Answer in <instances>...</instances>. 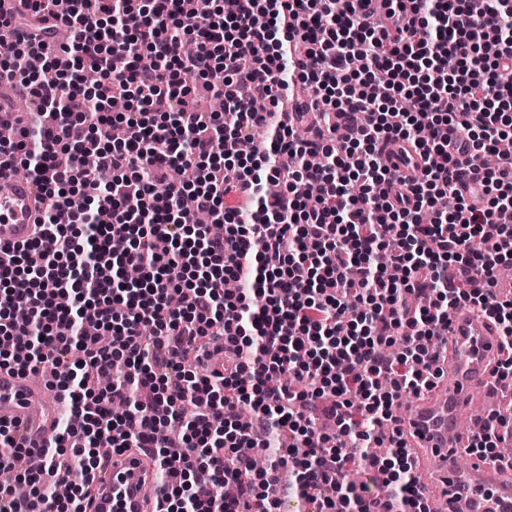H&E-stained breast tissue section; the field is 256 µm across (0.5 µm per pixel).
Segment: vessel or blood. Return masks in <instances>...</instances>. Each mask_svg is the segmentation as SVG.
Returning a JSON list of instances; mask_svg holds the SVG:
<instances>
[{
	"mask_svg": "<svg viewBox=\"0 0 512 512\" xmlns=\"http://www.w3.org/2000/svg\"><path fill=\"white\" fill-rule=\"evenodd\" d=\"M35 197L34 185L26 180L15 181L8 194L0 195V246L32 240ZM447 338L441 380L420 395L401 424L416 458V488L430 507L445 503L446 512H512V462L475 457L466 470L454 465L464 444L459 417L491 393V367L508 351L492 322L473 317L466 307L450 314ZM55 420L40 385L0 370V422L9 425L22 446L49 444L56 435ZM154 474L151 455L111 451L96 472L87 512H158L162 497Z\"/></svg>",
	"mask_w": 512,
	"mask_h": 512,
	"instance_id": "vessel-or-blood-1",
	"label": "vessel or blood"
}]
</instances>
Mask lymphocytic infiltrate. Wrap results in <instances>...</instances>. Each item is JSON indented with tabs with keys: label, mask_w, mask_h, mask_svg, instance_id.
Returning a JSON list of instances; mask_svg holds the SVG:
<instances>
[{
	"label": "lymphocytic infiltrate",
	"mask_w": 512,
	"mask_h": 512,
	"mask_svg": "<svg viewBox=\"0 0 512 512\" xmlns=\"http://www.w3.org/2000/svg\"><path fill=\"white\" fill-rule=\"evenodd\" d=\"M55 4L0 16V113L18 86L55 119L15 121L0 141V178L25 165L47 200L33 240L0 246V336L19 341L0 367L51 369L81 423L20 474L27 451L0 425V512H84L103 448H149L178 472L163 512H276L285 467L289 496L313 512H429L391 428L400 399L439 377V331L458 307L493 318L512 350V297L496 292L512 263V225L497 220L512 209V152L499 147L512 0H72L65 44ZM86 68L99 76L89 91ZM189 77L223 112L198 111ZM117 90L134 106L110 118ZM291 111L365 121L339 135L320 121L298 139ZM398 141L419 176L383 164ZM193 164L184 185L177 172ZM476 168L478 206L461 191ZM442 196L452 210L436 209ZM200 212L210 224H194ZM217 336L235 358L213 370ZM323 399L331 433L311 417Z\"/></svg>",
	"instance_id": "lymphocytic-infiltrate-1"
}]
</instances>
